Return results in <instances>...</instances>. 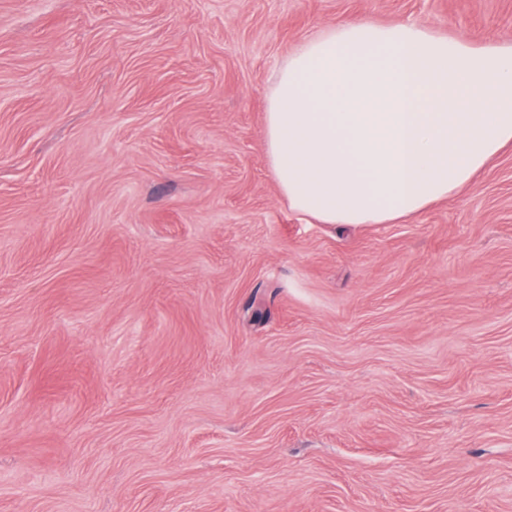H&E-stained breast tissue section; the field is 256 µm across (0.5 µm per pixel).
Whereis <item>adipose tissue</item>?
Masks as SVG:
<instances>
[{"label":"adipose tissue","instance_id":"ef3b65f1","mask_svg":"<svg viewBox=\"0 0 512 512\" xmlns=\"http://www.w3.org/2000/svg\"><path fill=\"white\" fill-rule=\"evenodd\" d=\"M512 146V43L347 19L281 62L265 151L313 224H394L469 184Z\"/></svg>","mask_w":512,"mask_h":512}]
</instances>
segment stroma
I'll list each match as a JSON object with an SVG mask.
<instances>
[{
    "mask_svg": "<svg viewBox=\"0 0 512 512\" xmlns=\"http://www.w3.org/2000/svg\"><path fill=\"white\" fill-rule=\"evenodd\" d=\"M346 18L512 0H0V512H512V149L308 224L272 75Z\"/></svg>",
    "mask_w": 512,
    "mask_h": 512,
    "instance_id": "stroma-1",
    "label": "stroma"
}]
</instances>
